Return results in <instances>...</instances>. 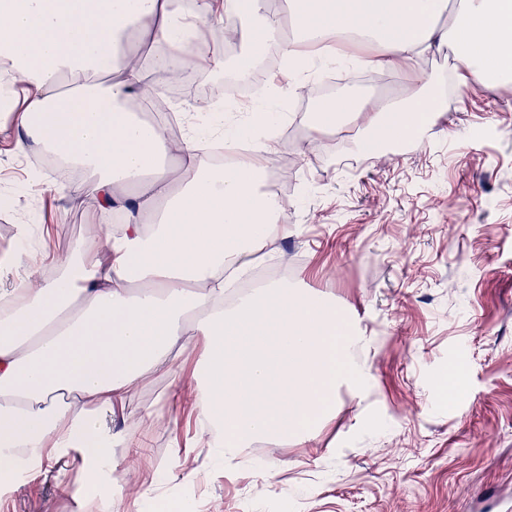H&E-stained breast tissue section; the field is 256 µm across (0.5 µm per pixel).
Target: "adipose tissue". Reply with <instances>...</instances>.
<instances>
[{"mask_svg": "<svg viewBox=\"0 0 512 512\" xmlns=\"http://www.w3.org/2000/svg\"><path fill=\"white\" fill-rule=\"evenodd\" d=\"M447 0H289L288 19L268 0H0V71L12 74L7 110L29 145L89 173L68 190L85 211L88 237L51 259L50 276L19 274L0 285V471L26 457L82 448L109 461L104 411L124 409L151 380L178 396L174 348L203 346L193 373L200 419L217 432L216 465L239 469L261 440H304L332 410L340 386L362 391L364 367L350 351L362 336L321 295L271 283L224 305V272L244 255L288 236L275 195L262 188L263 154L232 168L209 163L206 140L234 139L272 122L276 102L299 85L303 45L356 39L372 45L376 69L414 68L419 55L452 44L457 84L512 74V0H461L438 26ZM244 16L248 79L254 53L276 50L288 84L261 89L240 120L200 107L179 138L143 121L133 102L164 95L152 72L224 68L221 36L201 31L225 14ZM437 98L333 97L319 104L308 147L355 116L375 140L411 137Z\"/></svg>", "mask_w": 512, "mask_h": 512, "instance_id": "ef3b65f1", "label": "adipose tissue"}]
</instances>
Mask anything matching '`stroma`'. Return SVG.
Wrapping results in <instances>:
<instances>
[{"instance_id":"stroma-1","label":"stroma","mask_w":512,"mask_h":512,"mask_svg":"<svg viewBox=\"0 0 512 512\" xmlns=\"http://www.w3.org/2000/svg\"><path fill=\"white\" fill-rule=\"evenodd\" d=\"M405 72L363 86L336 84L354 100L412 90ZM0 119V256L20 271L83 236L84 211L53 180H30ZM353 121L296 155L288 178L294 231L274 245L290 285L334 297L369 344L363 397L340 392L336 410L305 441H263L252 458L268 472L227 471L202 447L200 421L142 387L133 406L104 422L123 437L114 471L93 476L70 450L0 487V512H135L133 489L183 502L187 512H500L512 497V81L457 88L434 123L411 140L364 151ZM57 207L45 211L46 200ZM38 225L30 249L22 225Z\"/></svg>"}]
</instances>
